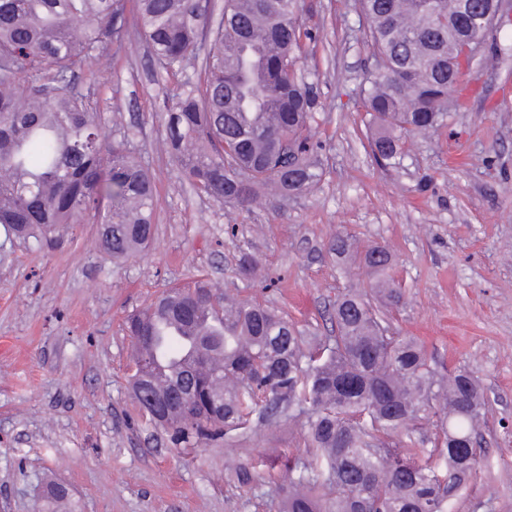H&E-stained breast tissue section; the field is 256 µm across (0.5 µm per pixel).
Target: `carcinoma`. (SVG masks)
<instances>
[{"label": "carcinoma", "mask_w": 512, "mask_h": 512, "mask_svg": "<svg viewBox=\"0 0 512 512\" xmlns=\"http://www.w3.org/2000/svg\"><path fill=\"white\" fill-rule=\"evenodd\" d=\"M0 0V226L42 243L75 224L99 225V246L114 259L145 248L155 231V183L126 139H109L90 93L76 73L102 51L136 34L154 66L179 73L201 60L203 79H186L167 110L164 144L179 180L241 210L259 193L286 199L321 176L310 141L317 108L303 66L312 33L299 0H223L214 24L210 0ZM466 0H356L377 68L367 73L362 105L374 128L373 155L399 153L407 138L437 132L468 90L460 78L465 32L448 27ZM336 240L343 262L372 274L370 288L339 295L336 336L312 347L275 312L248 301L200 292L192 314L171 287L128 316L135 361L148 363L152 389L163 395L157 350L170 361H208L188 372L196 390L191 413L176 409L165 428L179 443L220 439L251 420L267 422L309 410L307 458L288 461L283 512H450L451 500L480 467L477 434L484 423L479 378L463 370L437 379L421 346L389 336L380 305L403 292L391 254L381 246L351 253ZM217 389L224 406L209 402ZM445 451L399 448L406 421L430 410ZM50 482L48 508L70 501Z\"/></svg>", "instance_id": "1"}]
</instances>
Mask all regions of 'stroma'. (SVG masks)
Segmentation results:
<instances>
[{
	"instance_id": "1",
	"label": "stroma",
	"mask_w": 512,
	"mask_h": 512,
	"mask_svg": "<svg viewBox=\"0 0 512 512\" xmlns=\"http://www.w3.org/2000/svg\"><path fill=\"white\" fill-rule=\"evenodd\" d=\"M306 3L323 174L282 203L239 211L180 184L159 146L182 79L154 69L142 40L79 73L107 133L129 136L154 176L156 231L147 249L115 262L91 223L51 247L0 227V512H33L51 481L69 486L73 512H282L284 463L305 456L302 425L281 418L227 441L174 442L129 390L125 321L203 275L303 334L334 335L337 294L370 280L337 263L340 237L391 251L405 291L388 316L393 333L423 345L435 376L465 368L484 388L481 466L453 512H512V23L493 30L498 55L476 56L471 92L442 128L381 161L359 106L370 63L355 0ZM243 249L260 261L256 278L239 272ZM243 464L254 468L247 486L235 478Z\"/></svg>"
}]
</instances>
